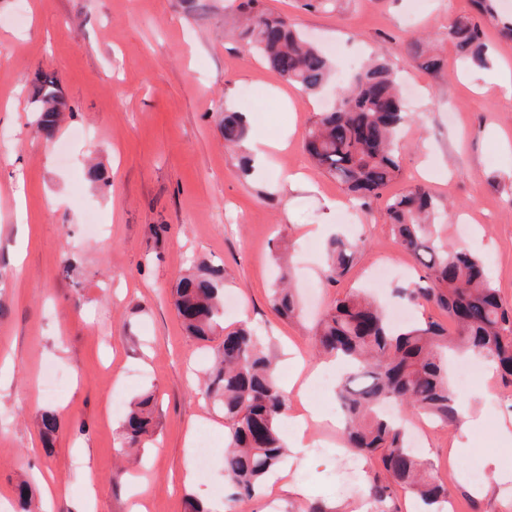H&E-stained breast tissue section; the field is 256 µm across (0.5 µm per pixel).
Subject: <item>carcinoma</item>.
<instances>
[{
    "mask_svg": "<svg viewBox=\"0 0 512 512\" xmlns=\"http://www.w3.org/2000/svg\"><path fill=\"white\" fill-rule=\"evenodd\" d=\"M239 9L243 36L263 64L305 93H319L332 68L323 51L305 40L288 16L264 11L261 0H242ZM448 41L468 65L490 67L480 23L468 17L454 20ZM408 51L421 60L422 68L442 69L443 59L425 51L423 42L410 43ZM35 98L37 132L51 144L66 108L53 77L43 73L36 77ZM409 120L395 72L380 55L351 77L332 110L318 114L305 135L306 151L318 168L346 187L357 207L367 208L402 176L398 142ZM222 128L229 148L248 140L249 124L240 112L224 113ZM386 210L394 236L420 270L419 280L399 289L398 296L436 306L454 323L456 333L425 320L397 329L368 296L351 292L325 311L316 327L314 347L350 367L336 398L348 452L376 456L382 465V472L365 487L371 508L396 512L393 496L403 489L429 512H440L448 489L411 448L404 421L384 415L381 407L394 404L445 424L455 422L462 399L448 383V353H477L503 375L512 376V309L501 302L478 257L440 243L437 226L447 211L424 185L410 184L388 198ZM364 247L361 239L331 240L326 281L339 282ZM173 296L177 313H187L182 319L186 331L207 338L224 317V270L198 262L177 277ZM271 303L279 314H296L297 303L286 278L273 290ZM275 374L273 357L250 327L241 325L224 333L222 352L209 369L202 395L224 411L229 428L224 448V474L234 489L227 498L229 512L252 499L287 455L281 418L288 397ZM154 413L151 393L131 403L121 431L126 454L139 452L142 439L154 427Z\"/></svg>",
    "mask_w": 512,
    "mask_h": 512,
    "instance_id": "obj_1",
    "label": "carcinoma"
}]
</instances>
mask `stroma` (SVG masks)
<instances>
[{"instance_id":"35a3bbf8","label":"stroma","mask_w":512,"mask_h":512,"mask_svg":"<svg viewBox=\"0 0 512 512\" xmlns=\"http://www.w3.org/2000/svg\"><path fill=\"white\" fill-rule=\"evenodd\" d=\"M293 16L322 47L335 46V69L381 52L417 94L408 106L400 154L403 175L387 190L423 184L452 217L441 235L478 256L512 307V99L496 95L494 68L471 78L448 41V25L471 16V0H264ZM233 0H0V497L29 483L42 497L57 484L54 512H131V480L150 488L148 512H190V501L225 512L224 414L198 391L223 330L189 336L171 303L180 271L196 257L223 268L224 300L237 303L225 328L248 323L276 357L277 378L291 386L322 362L313 326L336 299L374 288L387 311L444 322L435 307L396 295L419 269L396 241L384 201L352 209L344 186L313 165L305 134L321 108L266 68L227 27ZM425 37L444 57L442 70L420 69L407 53ZM47 73L68 103L58 141L45 146L33 123V79ZM265 112L251 136L287 139L261 165L245 170L227 149L225 111ZM103 178L91 182L90 166ZM304 173L306 182L286 181ZM23 181V202L14 199ZM366 239L367 249L336 285H327L326 244L334 235ZM291 245L290 279L303 314L278 316L270 293L280 274L272 250ZM70 383L44 392L45 367ZM158 394L157 426L140 459L119 445L123 418L114 395L132 402ZM454 390L484 416L467 431L425 420L421 446L450 492L449 512H512V451L499 426L512 422V381L482 370ZM58 428L45 446L41 416ZM214 437L208 479L189 482L190 433ZM469 456L456 457L459 436ZM308 448L287 459L290 484H269L240 512H366L364 487L378 469L347 471L342 429L311 427ZM499 468L485 466L487 456Z\"/></svg>"}]
</instances>
